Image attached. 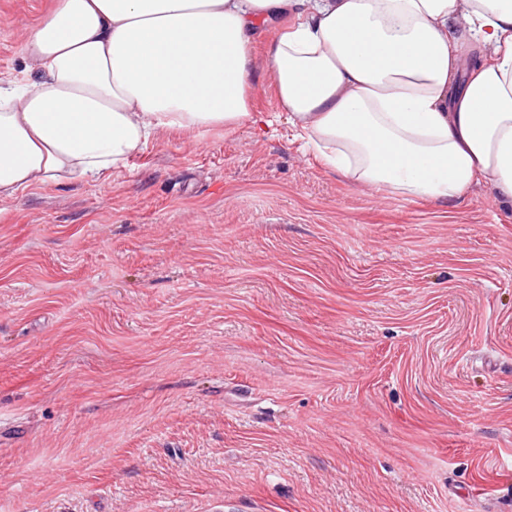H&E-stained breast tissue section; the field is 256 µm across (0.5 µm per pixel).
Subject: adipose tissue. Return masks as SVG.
I'll return each instance as SVG.
<instances>
[{
    "instance_id": "1",
    "label": "adipose tissue",
    "mask_w": 512,
    "mask_h": 512,
    "mask_svg": "<svg viewBox=\"0 0 512 512\" xmlns=\"http://www.w3.org/2000/svg\"><path fill=\"white\" fill-rule=\"evenodd\" d=\"M279 111L355 182L512 207V0H52L0 80V202L104 181L164 130L237 128L258 19ZM466 27L482 60L464 64Z\"/></svg>"
}]
</instances>
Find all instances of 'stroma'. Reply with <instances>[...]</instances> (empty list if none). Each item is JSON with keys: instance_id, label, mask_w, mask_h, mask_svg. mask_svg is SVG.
<instances>
[{"instance_id": "1", "label": "stroma", "mask_w": 512, "mask_h": 512, "mask_svg": "<svg viewBox=\"0 0 512 512\" xmlns=\"http://www.w3.org/2000/svg\"><path fill=\"white\" fill-rule=\"evenodd\" d=\"M49 0H0V79ZM264 132L159 134L0 212V512H512V213Z\"/></svg>"}]
</instances>
